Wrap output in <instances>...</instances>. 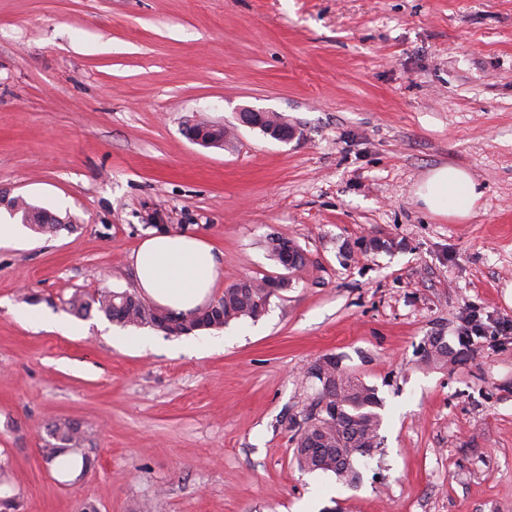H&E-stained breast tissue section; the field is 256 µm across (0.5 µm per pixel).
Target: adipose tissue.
Masks as SVG:
<instances>
[{
    "instance_id": "obj_1",
    "label": "adipose tissue",
    "mask_w": 512,
    "mask_h": 512,
    "mask_svg": "<svg viewBox=\"0 0 512 512\" xmlns=\"http://www.w3.org/2000/svg\"><path fill=\"white\" fill-rule=\"evenodd\" d=\"M416 195L430 212L456 220L467 219L480 197L471 175L450 165L431 169ZM133 264L139 288L156 305L183 313L207 304L218 276L212 246L187 233L143 240Z\"/></svg>"
}]
</instances>
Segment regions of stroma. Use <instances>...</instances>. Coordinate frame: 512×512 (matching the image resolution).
<instances>
[{
	"mask_svg": "<svg viewBox=\"0 0 512 512\" xmlns=\"http://www.w3.org/2000/svg\"><path fill=\"white\" fill-rule=\"evenodd\" d=\"M188 123L233 137L204 148ZM444 164L478 185L466 220L415 194ZM1 191L72 221L0 242V488L20 512H512V332L420 363L466 310L512 322V0H0ZM157 215L214 247L213 298L288 289L196 351L65 311L136 291ZM273 234L306 265L283 272ZM326 354L380 399L354 487L294 460ZM58 420L86 432L82 478L43 459ZM429 341V344L427 343ZM441 339L437 336H430L427 343L428 347H424L421 361L426 366H445L448 364H458L466 361L470 357V348L450 350L448 345L444 342L440 343Z\"/></svg>",
	"mask_w": 512,
	"mask_h": 512,
	"instance_id": "obj_1",
	"label": "stroma"
}]
</instances>
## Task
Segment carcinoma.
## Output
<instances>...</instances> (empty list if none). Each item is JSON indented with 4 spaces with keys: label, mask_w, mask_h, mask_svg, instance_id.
Wrapping results in <instances>:
<instances>
[{
    "label": "carcinoma",
    "mask_w": 512,
    "mask_h": 512,
    "mask_svg": "<svg viewBox=\"0 0 512 512\" xmlns=\"http://www.w3.org/2000/svg\"><path fill=\"white\" fill-rule=\"evenodd\" d=\"M192 131L212 141L226 140L228 131L224 127L207 126L197 123ZM7 208L21 213L22 221L37 233H56L70 229L67 221L60 217H49L45 209L33 206L26 201L5 200ZM272 293L258 278H247L224 289L219 299V308L198 317L192 316L190 323H175L168 327V336H182L192 333V329L205 331L219 330L232 321L241 319L256 320L263 316L270 304ZM67 310L77 316L85 317L95 311L107 320L122 326L156 328V305L147 302L138 295L123 291H100L95 294L76 290L65 301ZM428 347L423 349L421 361L426 366H445L458 364L470 357L471 349L450 350L437 336L428 338ZM317 365L308 369L309 377L321 380L325 377L335 383L336 416L328 420H317L312 425L294 423L297 427L295 460L298 467L308 472H331L336 478L350 486L360 482L361 473L356 467L357 457L363 455V448H378L381 445V418L376 408L380 399L376 389L368 386L340 368L339 363H330L325 367L324 376L314 373ZM50 442L42 449L49 455L48 464L57 465L67 473L80 470L87 472L89 457L81 452L85 441L81 426L72 421H59L49 429Z\"/></svg>",
    "instance_id": "obj_1"
}]
</instances>
